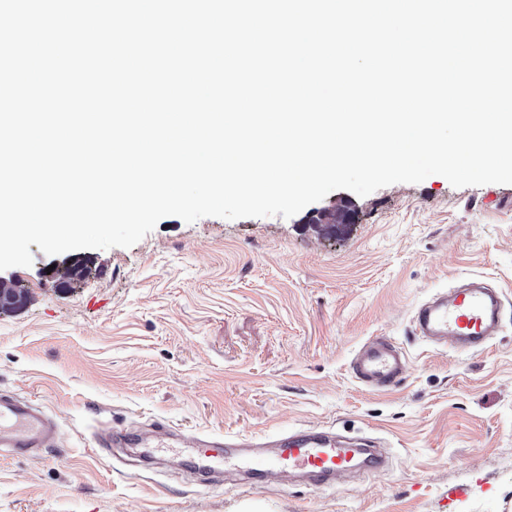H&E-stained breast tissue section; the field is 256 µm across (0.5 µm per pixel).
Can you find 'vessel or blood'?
<instances>
[{
	"instance_id": "vessel-or-blood-1",
	"label": "vessel or blood",
	"mask_w": 512,
	"mask_h": 512,
	"mask_svg": "<svg viewBox=\"0 0 512 512\" xmlns=\"http://www.w3.org/2000/svg\"><path fill=\"white\" fill-rule=\"evenodd\" d=\"M505 299L501 290L472 278L419 303L412 316L416 333L435 347L447 344L482 350L499 335ZM351 368L362 384L389 390L403 379L406 354L391 339L379 336L355 353ZM56 435V423L39 405L16 394L0 392V452L34 458ZM192 453L210 472L231 466L263 480L274 474L305 471L323 478L378 470L381 449L354 448L337 442L326 430L301 429L273 438L227 436L197 439Z\"/></svg>"
}]
</instances>
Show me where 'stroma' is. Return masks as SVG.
Segmentation results:
<instances>
[{"label":"stroma","instance_id":"obj_1","mask_svg":"<svg viewBox=\"0 0 512 512\" xmlns=\"http://www.w3.org/2000/svg\"><path fill=\"white\" fill-rule=\"evenodd\" d=\"M338 206L355 221L330 236L317 214ZM30 251L0 271L27 294L0 311V390L44 406L58 436L0 456V512H512V185L433 175L336 190L288 219L168 216L132 247L78 250L90 273L67 289ZM474 275L508 299L494 342L413 336L414 308ZM375 336L408 357L387 392L350 367ZM156 421L184 445L145 462L101 442ZM309 427L379 438L388 468L268 488L185 469L198 436Z\"/></svg>","mask_w":512,"mask_h":512}]
</instances>
